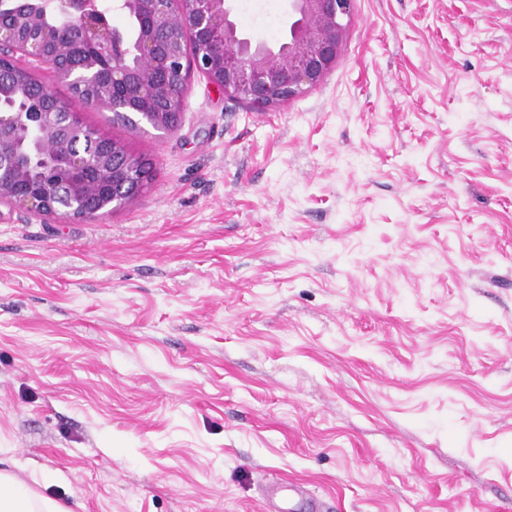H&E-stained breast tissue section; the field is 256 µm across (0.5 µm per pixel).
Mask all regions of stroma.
<instances>
[{"mask_svg": "<svg viewBox=\"0 0 512 512\" xmlns=\"http://www.w3.org/2000/svg\"><path fill=\"white\" fill-rule=\"evenodd\" d=\"M80 115L153 177L0 207V466L69 512H512V0H356L267 112L197 75L167 135ZM301 486L304 485L301 483L267 485L265 494L270 509L274 512H292L298 508L308 512H322L324 510L322 501L308 494ZM288 491L291 492V499L288 497Z\"/></svg>", "mask_w": 512, "mask_h": 512, "instance_id": "obj_1", "label": "stroma"}]
</instances>
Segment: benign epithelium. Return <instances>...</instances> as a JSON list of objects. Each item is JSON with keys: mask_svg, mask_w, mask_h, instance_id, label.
<instances>
[{"mask_svg": "<svg viewBox=\"0 0 512 512\" xmlns=\"http://www.w3.org/2000/svg\"><path fill=\"white\" fill-rule=\"evenodd\" d=\"M354 2L289 0L287 41L273 50L242 35L231 0H121L120 9L139 22L133 47L117 30L98 38L109 22L95 0H0V59L21 58L24 71L41 65L59 76L68 70L44 46L18 44L7 24L17 14L43 24L47 41L66 30L77 36L75 46L92 49L85 80L76 82L72 99L35 86L27 106L0 107V206L85 221L133 202L152 179V163L115 141L101 146L78 120L79 109H106L114 124L148 125L166 135L181 121L195 73L257 112L281 106L336 69ZM103 58L112 60V87L96 83L95 93H81ZM24 130L55 132L48 140H28L27 147L46 155L52 166L34 188L16 162Z\"/></svg>", "mask_w": 512, "mask_h": 512, "instance_id": "1", "label": "benign epithelium"}]
</instances>
